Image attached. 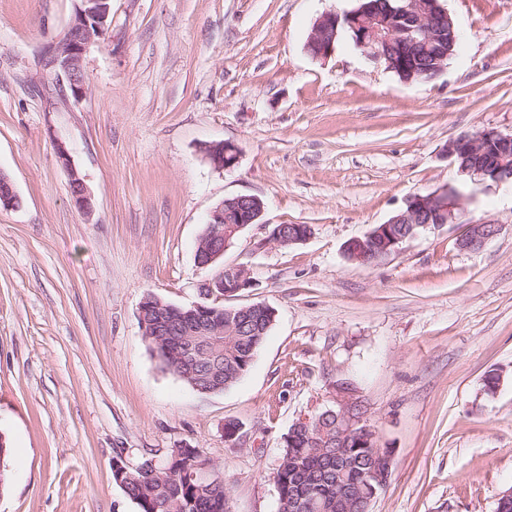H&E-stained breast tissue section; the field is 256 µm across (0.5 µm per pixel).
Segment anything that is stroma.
<instances>
[{
	"instance_id": "1",
	"label": "stroma",
	"mask_w": 512,
	"mask_h": 512,
	"mask_svg": "<svg viewBox=\"0 0 512 512\" xmlns=\"http://www.w3.org/2000/svg\"><path fill=\"white\" fill-rule=\"evenodd\" d=\"M440 3L459 48L405 84L345 38L307 53L314 21L357 0H111L77 101L38 65L74 0H0V172L19 197L0 208V512H139L116 456L185 447L223 472L232 512H278L284 435L345 381L393 454L371 512H496L512 488V187L467 201L500 226L480 250L447 224L373 264L343 255L409 196L456 183L439 156L450 137L512 131V0ZM225 140L240 149L230 169L202 150ZM235 195L264 212L224 253L253 280L224 303L276 318L246 375L205 395L151 354L139 308L150 293L200 302L217 269L195 244ZM279 224L312 234L282 247ZM70 191L75 204L86 214L92 213L91 197L84 178L76 169L70 168Z\"/></svg>"
}]
</instances>
